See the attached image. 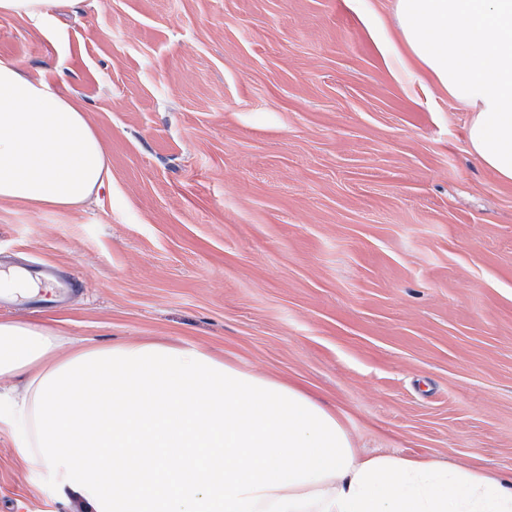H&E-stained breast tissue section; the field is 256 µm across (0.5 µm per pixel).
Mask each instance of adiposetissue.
I'll return each mask as SVG.
<instances>
[{
	"instance_id": "obj_1",
	"label": "adipose tissue",
	"mask_w": 512,
	"mask_h": 512,
	"mask_svg": "<svg viewBox=\"0 0 512 512\" xmlns=\"http://www.w3.org/2000/svg\"><path fill=\"white\" fill-rule=\"evenodd\" d=\"M407 55L471 110L472 151L512 182V0H397ZM110 158L84 108L0 60V202L90 199ZM0 430L82 512H512V473L360 455L339 411L192 345H65L0 319Z\"/></svg>"
}]
</instances>
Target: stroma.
Masks as SVG:
<instances>
[{
    "mask_svg": "<svg viewBox=\"0 0 512 512\" xmlns=\"http://www.w3.org/2000/svg\"><path fill=\"white\" fill-rule=\"evenodd\" d=\"M396 0H83L0 15V59L70 90L98 198L0 203V270L74 291L0 317L89 346L189 343L303 388L361 452L512 472V182L472 118L383 53ZM0 512H75L0 432Z\"/></svg>",
    "mask_w": 512,
    "mask_h": 512,
    "instance_id": "35a3bbf8",
    "label": "stroma"
}]
</instances>
